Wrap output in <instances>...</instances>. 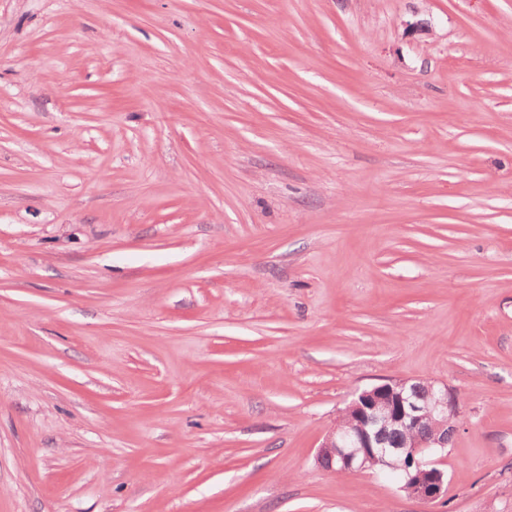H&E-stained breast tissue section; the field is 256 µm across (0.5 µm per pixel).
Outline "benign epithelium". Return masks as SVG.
I'll return each mask as SVG.
<instances>
[{"label": "benign epithelium", "instance_id": "7a95c632", "mask_svg": "<svg viewBox=\"0 0 512 512\" xmlns=\"http://www.w3.org/2000/svg\"><path fill=\"white\" fill-rule=\"evenodd\" d=\"M419 385L391 380L356 393L318 448V463L340 473L364 470L368 463L400 473L401 460L410 456L417 471L401 489L425 502L444 497L448 481L433 456L446 447L444 429L458 432L457 424H448V414H456L454 393L430 382L423 397Z\"/></svg>", "mask_w": 512, "mask_h": 512}]
</instances>
